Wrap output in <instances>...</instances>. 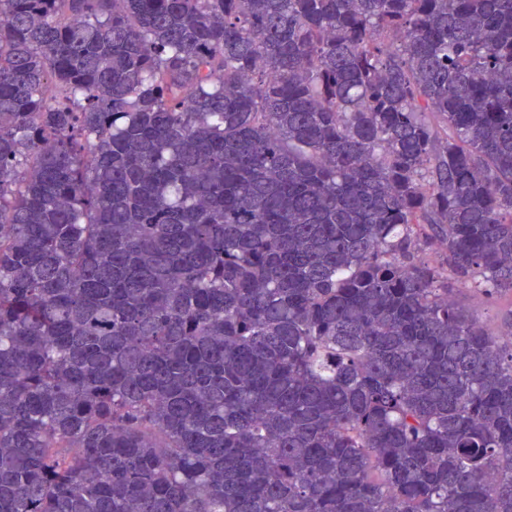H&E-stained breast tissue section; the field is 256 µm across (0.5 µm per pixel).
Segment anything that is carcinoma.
I'll use <instances>...</instances> for the list:
<instances>
[{
  "instance_id": "obj_1",
  "label": "carcinoma",
  "mask_w": 512,
  "mask_h": 512,
  "mask_svg": "<svg viewBox=\"0 0 512 512\" xmlns=\"http://www.w3.org/2000/svg\"><path fill=\"white\" fill-rule=\"evenodd\" d=\"M512 0H0V512H512ZM455 288L456 302L464 306L480 326L496 334L505 331L503 322L512 309V295L489 302L466 285L457 284Z\"/></svg>"
}]
</instances>
